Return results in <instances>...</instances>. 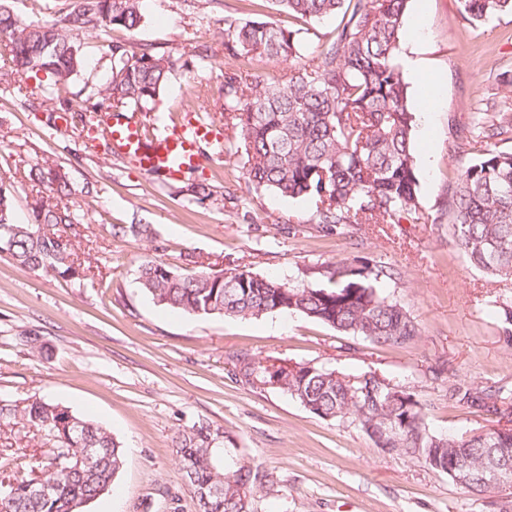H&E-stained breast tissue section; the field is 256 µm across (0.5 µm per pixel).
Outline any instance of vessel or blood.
<instances>
[{"instance_id":"1","label":"vessel or blood","mask_w":512,"mask_h":512,"mask_svg":"<svg viewBox=\"0 0 512 512\" xmlns=\"http://www.w3.org/2000/svg\"><path fill=\"white\" fill-rule=\"evenodd\" d=\"M107 132L115 152L133 159L148 176L163 182L180 180L196 167L202 144H211L216 136L210 125L196 122L166 128L153 139H146L138 115L117 114L106 127L91 126L90 136Z\"/></svg>"}]
</instances>
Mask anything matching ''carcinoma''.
<instances>
[{
  "instance_id": "1",
  "label": "carcinoma",
  "mask_w": 512,
  "mask_h": 512,
  "mask_svg": "<svg viewBox=\"0 0 512 512\" xmlns=\"http://www.w3.org/2000/svg\"><path fill=\"white\" fill-rule=\"evenodd\" d=\"M276 10L300 23L288 30L249 20L224 29V56L288 61L276 80L238 68L224 73L225 125L236 133L235 152L244 160L249 187L314 205L312 220L329 232L341 224H399L417 213L419 180L414 154L416 112L400 55L402 19L409 0H271ZM462 14L482 23L512 13V0H459ZM340 17L326 45L296 65L308 50L309 25ZM144 22L141 0H72L51 23L27 22L9 0H0V85L16 86L23 97L36 91L23 85L28 73H42L62 88L84 70L81 37L121 27L131 33ZM170 56L130 45L110 48L106 81L91 86L89 107L68 108L85 132L91 116L114 108L147 109L174 69ZM512 131V114L491 121L475 118L464 132L479 157L466 166L448 192V231L464 258L488 275L512 277V151L491 148L490 140ZM29 178L47 180L50 193L28 203V224L14 221L12 185L0 179V253L22 268L73 278L79 274L77 244L58 233L77 219L58 199L68 180L49 161ZM326 283L292 286L246 269L180 273L156 259L139 269L141 288L159 305L198 315L257 318L298 312L343 336H361L392 348L420 340L418 323L398 302L381 294V279L394 270L370 261H338L324 267ZM231 375L249 386H271L299 401L323 420L347 416L381 449L405 454L442 473L456 462L468 464L467 491L489 490L483 472L491 465L512 468V435L485 438L436 435L425 424L416 392L400 388L390 396L376 374L344 375L322 366L228 356ZM449 399L492 413H512V393L453 385ZM37 424L54 442L40 463L43 480L54 483L48 497H35L33 480L0 483V512H72L105 494L124 461V450L103 425L75 416L44 398L0 406V425ZM217 431L198 421L177 434L176 456L199 512H251L244 507L268 475L234 459L226 448L210 446ZM211 453H206V448ZM85 448L92 455L80 462ZM219 486L218 495H203Z\"/></svg>"
}]
</instances>
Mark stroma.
I'll use <instances>...</instances> for the list:
<instances>
[{"label": "stroma", "instance_id": "35a3bbf8", "mask_svg": "<svg viewBox=\"0 0 512 512\" xmlns=\"http://www.w3.org/2000/svg\"><path fill=\"white\" fill-rule=\"evenodd\" d=\"M136 33L113 28L84 36L85 68L64 93L103 81L108 47L135 41L179 65L157 101L169 125L196 120L224 127L226 23L261 20L288 27L270 0H208L196 12L181 0H143ZM212 46L211 57L191 47ZM424 69L408 76L417 113L414 138L419 210L392 226L345 224L328 234L309 221L305 199L247 192L240 157L205 154L195 173L166 184L131 159L85 147L70 113L33 104L0 85V179L15 188V220L29 221L32 166L50 159L65 173L63 205L79 216L84 276L62 279L18 267L0 254V399L43 397L104 425L125 453L109 493L87 512H197L184 484L175 434L198 420L231 435L242 461L271 476L255 488L253 512H493L498 491L467 492L444 473L389 454L351 419L326 421L273 388L232 379L226 358L310 363L342 373L373 371L417 392L437 434L495 426V416L448 399V388L512 389V337L492 313L512 302V278L470 267L448 234V190L476 158L459 136L472 115L512 110V14L468 21L458 0H411L402 52ZM207 88L204 97L193 94ZM206 181L207 198L192 191ZM144 224L147 237L124 235ZM179 271L244 268L293 285L315 286L321 266L376 260L399 276L381 284L422 335L412 348H386L298 313L240 319L155 305L138 282L144 257ZM38 337L40 349L27 337ZM53 442L28 422L0 427V482L30 475Z\"/></svg>", "mask_w": 512, "mask_h": 512}]
</instances>
